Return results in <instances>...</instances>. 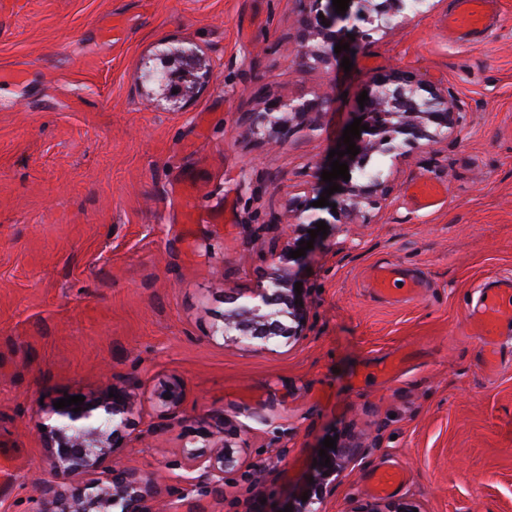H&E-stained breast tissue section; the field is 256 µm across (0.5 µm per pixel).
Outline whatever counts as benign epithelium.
<instances>
[{"label":"benign epithelium","mask_w":512,"mask_h":512,"mask_svg":"<svg viewBox=\"0 0 512 512\" xmlns=\"http://www.w3.org/2000/svg\"><path fill=\"white\" fill-rule=\"evenodd\" d=\"M304 3L301 29L297 35L301 63L309 66L327 65L335 59L334 47L348 31L347 23L361 18L374 26V31H387L393 13L385 7L376 15L362 14V0H349L346 12L338 14L332 0H301ZM406 70L392 69L374 74L366 86L369 100L357 112L369 130L354 138L359 153L347 155L348 170H364L370 154L397 151L399 145L417 147L434 144L457 128V108L448 94L429 89ZM330 103L324 95L315 100L278 96L266 101L259 115L250 122L252 134L274 143L291 133L286 115L303 118L323 111ZM336 217L342 224L359 217L360 204H373L387 193V185L378 176L364 181L337 179ZM225 301L235 308L224 313L221 335L234 339L266 342L277 336H298L303 329L304 296L297 294L289 273L278 270L268 277L267 285L248 292L230 291ZM158 399L168 412L182 401L178 381L165 383ZM132 410L128 392L113 388V395L85 398L81 411L73 407L52 409L60 424L50 426L43 434L51 469L59 477L37 488L38 512H161L155 500V479L152 475L124 466L116 457L122 429ZM353 448L327 450L330 466L319 469L318 478L305 502L296 512H315L313 504L321 501L328 489V480L336 474L337 460L350 456ZM185 467L200 472V481L211 493H219L224 473L239 469L242 462L224 448L206 450L186 448L182 456Z\"/></svg>","instance_id":"1"}]
</instances>
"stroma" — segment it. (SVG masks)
Instances as JSON below:
<instances>
[{"label": "stroma", "instance_id": "obj_1", "mask_svg": "<svg viewBox=\"0 0 512 512\" xmlns=\"http://www.w3.org/2000/svg\"><path fill=\"white\" fill-rule=\"evenodd\" d=\"M453 7L405 9L347 72L299 64V0H0V469L14 472L0 512H36L52 478V400L113 386L132 400L117 456L156 475L166 512H283L329 435L361 452L321 512H360L372 471L393 462L412 477L380 504L512 512V320L492 374L469 329L512 280V0L466 42L448 35ZM389 68L447 92L458 127L374 152L390 196L341 224L317 204L321 174L371 73ZM324 94L313 129L276 145L247 130L268 98ZM416 181L445 184L446 200L417 209ZM315 218L326 234L285 260ZM387 260L426 280L424 295L365 288ZM278 268L302 284L301 335L222 337L225 289ZM173 379L183 400L168 417L155 394ZM203 430L262 479L238 470L222 494L192 489L182 451Z\"/></svg>", "mask_w": 512, "mask_h": 512}]
</instances>
